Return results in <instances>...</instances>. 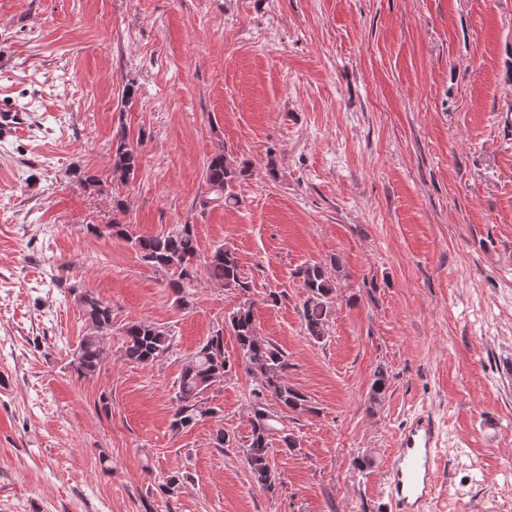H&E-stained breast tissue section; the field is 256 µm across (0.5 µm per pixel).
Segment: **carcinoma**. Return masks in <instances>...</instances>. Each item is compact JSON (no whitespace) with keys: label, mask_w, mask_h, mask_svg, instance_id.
<instances>
[{"label":"carcinoma","mask_w":512,"mask_h":512,"mask_svg":"<svg viewBox=\"0 0 512 512\" xmlns=\"http://www.w3.org/2000/svg\"><path fill=\"white\" fill-rule=\"evenodd\" d=\"M138 165L137 149L128 140L125 129L116 130L112 136L113 177L124 181ZM250 168L248 162L239 166L231 165L222 152L212 154L204 172L207 194L201 198L200 206L237 205L239 199L234 186L249 176ZM71 177L85 190H98L100 181L88 170L75 166L71 169ZM108 230L130 242L150 266L169 274L167 287L175 293L176 303L182 307L189 306V289L196 280L199 253L194 225L181 224L163 235L155 236L137 234L130 224H110ZM204 265L210 280L245 297L229 317L246 370L255 379V387L251 391L252 433L243 454L253 481L270 491L277 482L270 463L273 436H279L282 452L295 450L297 441L285 428L277 427L281 419L271 410L267 400L274 401L281 411L311 413L313 407L309 405L307 396L288 381V359L281 349L258 335L254 303L246 299L250 284L242 276L236 253L219 245L205 259ZM297 274L306 289L301 309L304 329L308 336L319 342L326 335L335 283L324 267L317 264L305 265L298 269ZM79 302L92 332L83 337L72 364L79 376H92L104 360V340L112 332V308L89 292L81 293ZM122 348L125 360L147 366L172 354L174 343L173 337L160 327L149 322H134L122 328ZM231 371L232 365L224 355V335L218 330L182 367L175 382L172 428L183 430L204 418L219 415L217 408L206 405L203 395L212 386L223 382ZM388 384L387 373L382 369L377 370L370 388L368 411L373 413L379 408Z\"/></svg>","instance_id":"obj_1"}]
</instances>
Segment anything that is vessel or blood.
Listing matches in <instances>:
<instances>
[{
    "label": "vessel or blood",
    "mask_w": 512,
    "mask_h": 512,
    "mask_svg": "<svg viewBox=\"0 0 512 512\" xmlns=\"http://www.w3.org/2000/svg\"><path fill=\"white\" fill-rule=\"evenodd\" d=\"M28 124V113L9 98L0 99V138L17 135ZM441 437L432 415L413 414L404 424L396 452L388 461L386 496L394 512H425L434 493Z\"/></svg>",
    "instance_id": "b4317fda"
}]
</instances>
